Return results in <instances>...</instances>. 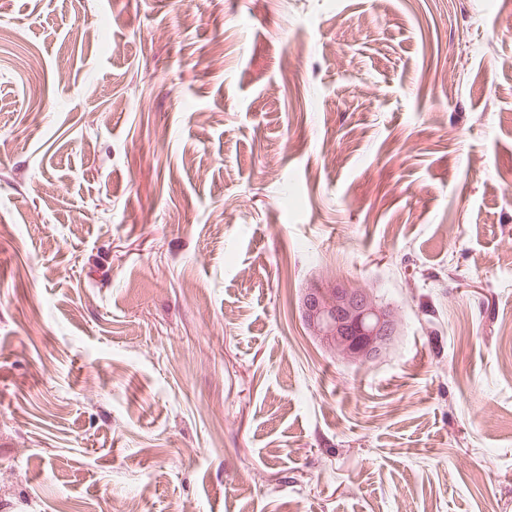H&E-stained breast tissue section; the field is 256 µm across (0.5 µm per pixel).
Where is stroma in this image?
<instances>
[{"label":"stroma","instance_id":"obj_1","mask_svg":"<svg viewBox=\"0 0 512 512\" xmlns=\"http://www.w3.org/2000/svg\"><path fill=\"white\" fill-rule=\"evenodd\" d=\"M502 2L0 0V512H512ZM306 328L344 360L366 364L386 352L398 334L393 313L370 292L337 280L315 284L304 296Z\"/></svg>","mask_w":512,"mask_h":512}]
</instances>
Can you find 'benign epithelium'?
<instances>
[{
  "mask_svg": "<svg viewBox=\"0 0 512 512\" xmlns=\"http://www.w3.org/2000/svg\"><path fill=\"white\" fill-rule=\"evenodd\" d=\"M308 331L344 360L366 364L386 352L398 334L393 313L371 294L341 281L316 284L302 301Z\"/></svg>",
  "mask_w": 512,
  "mask_h": 512,
  "instance_id": "7a95c632",
  "label": "benign epithelium"
}]
</instances>
